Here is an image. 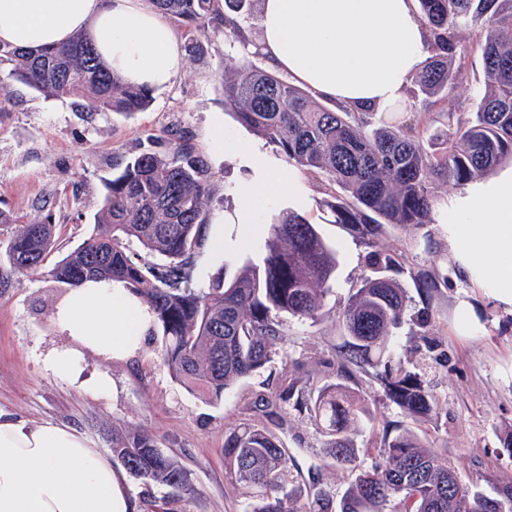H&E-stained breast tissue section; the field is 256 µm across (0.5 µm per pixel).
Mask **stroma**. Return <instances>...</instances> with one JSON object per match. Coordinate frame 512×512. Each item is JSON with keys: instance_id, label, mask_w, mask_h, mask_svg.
<instances>
[{"instance_id": "obj_1", "label": "stroma", "mask_w": 512, "mask_h": 512, "mask_svg": "<svg viewBox=\"0 0 512 512\" xmlns=\"http://www.w3.org/2000/svg\"><path fill=\"white\" fill-rule=\"evenodd\" d=\"M459 41L465 54L449 62L450 68L463 72L458 98L426 106L414 79L404 92L406 110L374 115L373 123L415 129L428 149L443 147L446 112L462 110L484 84L481 56L470 31H460ZM228 61L243 68L263 63L223 32L210 34L203 57L184 56L173 84L154 90L149 108L132 116L75 111L69 102L45 97L0 70L9 90V99L0 108V209L13 217L12 223L0 224V409L33 424L72 426L105 453L112 446L113 429L147 431L190 472L192 488L173 497L168 488L128 479L140 512H245L248 499L225 472L228 429L242 423L267 425L266 417L251 410L256 394H276L295 382L317 387L333 381L341 342L339 316L354 288L370 273L368 252L390 253L401 264L395 277L407 292L409 311L421 306L420 277L429 275L439 282L431 298L429 328L437 348L428 350L406 327L393 347L395 358L437 396L438 420L421 431L463 482L499 497L512 481V457L502 450L505 438L512 435V310L455 277L447 225L388 224L368 243L336 224L326 206L334 193L326 179L295 171L282 153L240 124L225 105L221 75ZM176 130L189 134L221 179L215 213L239 210L243 188L255 183L258 173L277 176L283 185L278 194L255 198L259 223L225 225L223 252L206 246L196 253L192 287H208L219 267L232 275L246 259H259L267 218L288 208L306 215L335 247V282L322 318L315 323L287 320L281 356L238 383L221 401H205L180 386L162 366L161 343L155 339L147 340L127 361L108 362L85 354L83 378L104 374L112 383L110 394L99 397L45 363L52 349L68 342L52 322L67 287L54 282L50 272L93 232L94 217L103 205L104 181L115 174L116 163L148 137L164 141ZM217 132L224 139L220 150L212 144ZM47 214L55 226L51 253L37 272L13 268L6 255L8 239L18 225ZM462 300L472 304L476 316L465 334L458 331L454 315ZM277 433L294 458L288 487L298 512L306 506L311 473H318L328 491L344 493L353 476L325 464L323 439L310 422L293 416Z\"/></svg>"}]
</instances>
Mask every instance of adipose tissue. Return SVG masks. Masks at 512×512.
I'll use <instances>...</instances> for the list:
<instances>
[{"label": "adipose tissue", "mask_w": 512, "mask_h": 512, "mask_svg": "<svg viewBox=\"0 0 512 512\" xmlns=\"http://www.w3.org/2000/svg\"><path fill=\"white\" fill-rule=\"evenodd\" d=\"M259 25L270 69L360 112L402 105L430 55L416 0H260ZM78 34L132 84L167 87L182 66L176 31L146 0H0L1 43L36 50ZM440 221L458 273L512 309V169L443 202ZM53 322L69 343L46 363L75 380L85 352L132 358L153 313L124 283L88 279L69 288ZM0 512H137V504L125 476L83 434L0 410Z\"/></svg>", "instance_id": "ef3b65f1"}]
</instances>
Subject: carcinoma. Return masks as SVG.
<instances>
[{"label": "carcinoma", "mask_w": 512, "mask_h": 512, "mask_svg": "<svg viewBox=\"0 0 512 512\" xmlns=\"http://www.w3.org/2000/svg\"><path fill=\"white\" fill-rule=\"evenodd\" d=\"M257 0H148L183 28L185 48L196 58L203 40L221 30L242 40L239 18L251 15ZM418 17L428 32L431 57L419 81L433 105L453 97L462 72L448 69L461 51L457 31L478 37L484 86L472 97L471 117L461 123L447 113L448 145L433 153L420 135L372 127L370 117L345 107L314 101L301 87L253 65L244 72L224 65V104L238 121L278 148L298 171L325 175L339 194L329 207L334 223L364 240L386 224L422 226L432 221L433 185L445 180L465 186L512 159V0H417ZM12 79L48 98L86 101L95 112L135 114L152 101V89L126 82L99 57L84 35L68 44L37 51L0 44V66ZM105 182L98 230L51 271L55 282L73 287L86 279L125 284L153 310L150 335L161 339L170 375L204 399L219 401L237 382L259 373L280 353L284 322L318 321L336 271V251L309 219L284 209L269 224L262 257L246 260L233 278L220 267L204 289L189 287L193 257L207 240L220 179L186 133L168 145L151 142ZM135 239L145 254H132ZM54 246L50 216L20 225L6 252L22 270H38ZM373 275L365 277L340 315L342 342L338 382L315 390L288 387L256 403L271 421L284 426L293 401L299 417L323 438L332 464L355 475L341 497L315 479L307 490L306 512H386L400 499L404 512H498L509 503L512 483L500 498H489L463 483L454 467L414 429L398 422L382 428L380 461L358 470L356 436L373 420L370 407L355 398L349 383L371 368L384 396L413 421L437 418V398L416 373L395 359L391 339L406 321L425 335L429 307L407 315V292L388 272L394 256H367ZM112 456L145 485L179 494L192 489L190 473L154 438L139 429L112 430ZM230 479L247 490L246 512H293L288 470L294 465L276 433L243 424L224 440Z\"/></svg>", "instance_id": "carcinoma-1"}]
</instances>
